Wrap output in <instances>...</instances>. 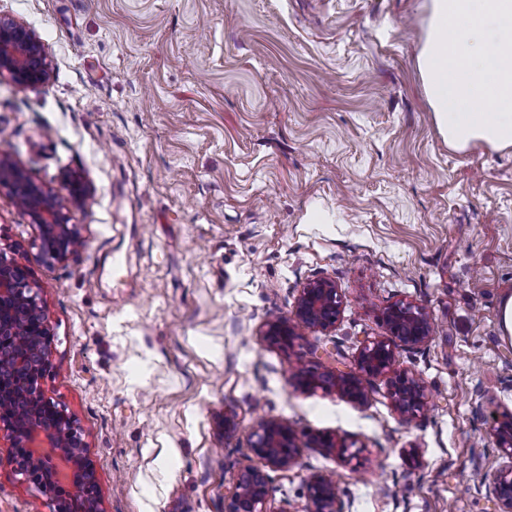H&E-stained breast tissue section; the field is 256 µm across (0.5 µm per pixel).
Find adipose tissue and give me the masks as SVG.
<instances>
[{"label": "adipose tissue", "mask_w": 512, "mask_h": 512, "mask_svg": "<svg viewBox=\"0 0 512 512\" xmlns=\"http://www.w3.org/2000/svg\"><path fill=\"white\" fill-rule=\"evenodd\" d=\"M426 11L417 63L449 146L512 147V0H426ZM479 98L492 111H471Z\"/></svg>", "instance_id": "adipose-tissue-1"}]
</instances>
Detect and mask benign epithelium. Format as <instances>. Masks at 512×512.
<instances>
[{
  "label": "benign epithelium",
  "instance_id": "benign-epithelium-1",
  "mask_svg": "<svg viewBox=\"0 0 512 512\" xmlns=\"http://www.w3.org/2000/svg\"><path fill=\"white\" fill-rule=\"evenodd\" d=\"M7 74L23 86L45 83L50 64L43 43L25 24L0 14V76ZM71 200L86 207L93 192L76 173L65 177ZM0 186L14 193L18 204L37 231L36 246L41 263L53 266L66 261L84 244L80 228L69 223L54 189L34 182L26 171L0 157ZM343 307L336 283L326 277L307 280L289 317L266 323L267 342L286 352L293 349L303 328L329 330L336 325ZM388 335L360 342L354 371L291 369L297 390L336 393L363 406L371 394V381L388 378L395 411L405 422L426 414L429 398L420 380L397 367L399 346L410 349L429 343L431 318L411 302H399L383 314ZM54 334L28 265L0 249V430L8 432L9 449L0 456V466L34 488L47 502L49 512H104L93 461L80 428L64 408L48 397L43 387ZM489 435L502 462L481 477L488 487L494 512H512V413L493 423ZM315 448H325L344 457L350 446L334 432L310 439ZM303 444L297 431L285 420L264 419L251 433V450L258 464L243 468L236 491L224 499V512H268L269 472L299 464ZM307 512H343L335 475L315 473L307 482Z\"/></svg>",
  "mask_w": 512,
  "mask_h": 512
}]
</instances>
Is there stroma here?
Masks as SVG:
<instances>
[{
  "instance_id": "obj_1",
  "label": "stroma",
  "mask_w": 512,
  "mask_h": 512,
  "mask_svg": "<svg viewBox=\"0 0 512 512\" xmlns=\"http://www.w3.org/2000/svg\"><path fill=\"white\" fill-rule=\"evenodd\" d=\"M50 60L0 78V156L51 184L82 252L54 266L0 187V250L25 258L54 333L49 397L80 427L105 512H224L250 433L283 419L301 463L269 512H306L335 473L345 512H493L483 394L512 411V148L449 147L417 67L425 0H0ZM94 191L72 205L67 174ZM335 281L334 328L281 351L266 322ZM412 302L433 338L400 350L431 410L403 422L386 378L365 406L306 394L290 367L349 370L380 312ZM232 414L233 433L224 416ZM333 431L351 459L309 446ZM419 451L409 460L405 451ZM0 512H48L0 468Z\"/></svg>"
}]
</instances>
